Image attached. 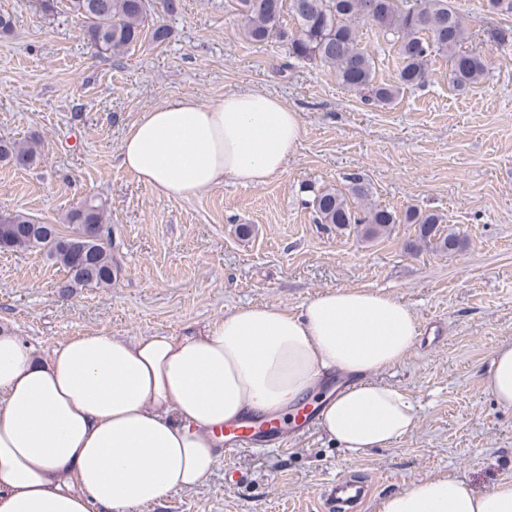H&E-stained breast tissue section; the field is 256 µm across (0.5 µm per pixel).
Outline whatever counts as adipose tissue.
<instances>
[{
  "mask_svg": "<svg viewBox=\"0 0 512 512\" xmlns=\"http://www.w3.org/2000/svg\"><path fill=\"white\" fill-rule=\"evenodd\" d=\"M302 135L300 117L260 90L204 104L185 96L140 114L120 167L154 193L189 197L230 180L266 184ZM419 334L410 308L363 288L334 289L298 314L244 305L205 332L126 341L84 333L44 357L0 328V512H133L212 473V429L250 412L283 413L328 371L353 382L321 404L329 438L357 453L416 423L412 401L377 373ZM486 386L512 409V343ZM379 512H512V481L477 493L450 478L419 481Z\"/></svg>",
  "mask_w": 512,
  "mask_h": 512,
  "instance_id": "1",
  "label": "adipose tissue"
}]
</instances>
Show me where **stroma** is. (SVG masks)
Returning a JSON list of instances; mask_svg holds the SVG:
<instances>
[{"label":"stroma","instance_id":"1","mask_svg":"<svg viewBox=\"0 0 512 512\" xmlns=\"http://www.w3.org/2000/svg\"><path fill=\"white\" fill-rule=\"evenodd\" d=\"M452 3L470 33L463 48L490 59L488 75L455 91L439 56L424 85L377 106L333 70L286 68L287 44L248 40L232 0H181L166 43L145 38L112 58L95 56L65 12L0 0V12L14 18L12 32L0 34V139L42 142L36 164H0V213L60 225L96 197L121 267L112 287L62 298L59 265L40 252L0 250V326L37 356L87 332L133 339L202 330L247 304L296 314L339 288L404 302L423 337L381 374L416 406L404 438L352 453L317 429L287 451L218 459L199 487L138 512H320L324 492L344 474L371 479L364 512H378L388 494L432 477L476 492L512 480V411L484 382L497 347L512 341V46L488 39L489 30L512 28V15L488 13L483 0ZM360 35L377 81L397 84L396 46L367 27ZM244 87L276 94L300 117L301 141L268 183L228 180L169 199L120 168L124 133L141 112L183 96L210 103ZM353 169L369 179L372 205L439 213L461 247L413 250V224L373 239L317 224L303 185L341 190ZM240 224L252 227L250 237L237 235ZM230 469L241 482L225 483Z\"/></svg>","mask_w":512,"mask_h":512}]
</instances>
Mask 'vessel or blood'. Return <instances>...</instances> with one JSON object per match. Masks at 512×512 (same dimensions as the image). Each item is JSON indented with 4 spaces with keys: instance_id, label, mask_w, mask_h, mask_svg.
Here are the masks:
<instances>
[{
    "instance_id": "obj_1",
    "label": "vessel or blood",
    "mask_w": 512,
    "mask_h": 512,
    "mask_svg": "<svg viewBox=\"0 0 512 512\" xmlns=\"http://www.w3.org/2000/svg\"><path fill=\"white\" fill-rule=\"evenodd\" d=\"M293 414L292 428H285L275 415H256L225 422L214 438L223 449L225 457L232 458L262 448L287 449L295 435L303 434L316 426V411L308 404L298 405ZM372 494L368 480L354 475L338 477L330 485L324 506L327 512H362Z\"/></svg>"
}]
</instances>
